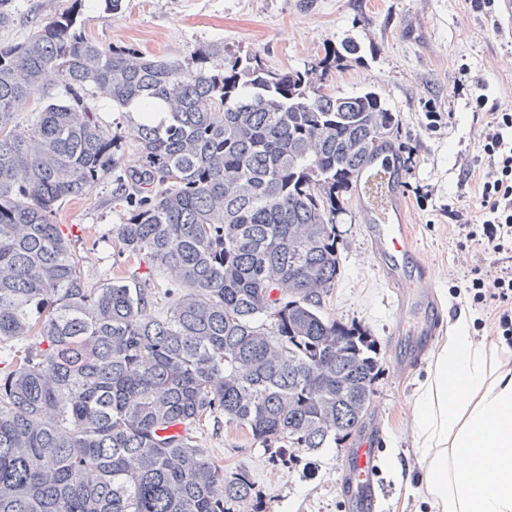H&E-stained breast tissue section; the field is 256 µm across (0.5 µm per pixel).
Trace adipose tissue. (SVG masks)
<instances>
[{
  "label": "adipose tissue",
  "mask_w": 512,
  "mask_h": 512,
  "mask_svg": "<svg viewBox=\"0 0 512 512\" xmlns=\"http://www.w3.org/2000/svg\"><path fill=\"white\" fill-rule=\"evenodd\" d=\"M429 512H512V369L458 316L415 402Z\"/></svg>",
  "instance_id": "adipose-tissue-1"
}]
</instances>
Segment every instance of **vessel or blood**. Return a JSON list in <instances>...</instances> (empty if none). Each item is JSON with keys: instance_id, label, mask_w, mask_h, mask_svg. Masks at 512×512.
<instances>
[{"instance_id": "obj_1", "label": "vessel or blood", "mask_w": 512, "mask_h": 512, "mask_svg": "<svg viewBox=\"0 0 512 512\" xmlns=\"http://www.w3.org/2000/svg\"><path fill=\"white\" fill-rule=\"evenodd\" d=\"M406 181L398 156L385 147L362 167L355 196L375 261L385 281L396 290L398 309L405 313L409 307L416 306L427 312L424 320L416 322L403 316L392 328L394 346L410 360L421 356L420 346L410 345V337H420L422 344L430 343L442 321V313L434 304L432 293L423 289L424 269L410 262L413 241L405 220ZM374 461L375 451L369 443L355 449L354 483L349 495L352 512H378L381 499L374 481Z\"/></svg>"}]
</instances>
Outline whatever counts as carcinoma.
<instances>
[{
  "mask_svg": "<svg viewBox=\"0 0 512 512\" xmlns=\"http://www.w3.org/2000/svg\"><path fill=\"white\" fill-rule=\"evenodd\" d=\"M357 52L304 73L221 47L154 58L88 40L73 12L0 45V512H260L197 427L308 453L361 430L377 344L323 304L339 194L399 118L327 85ZM48 73L64 93L18 120ZM89 92L121 109L133 161ZM108 175L118 254L146 271L91 291L52 216Z\"/></svg>",
  "mask_w": 512,
  "mask_h": 512,
  "instance_id": "1",
  "label": "carcinoma"
}]
</instances>
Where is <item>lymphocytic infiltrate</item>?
<instances>
[{
	"mask_svg": "<svg viewBox=\"0 0 512 512\" xmlns=\"http://www.w3.org/2000/svg\"><path fill=\"white\" fill-rule=\"evenodd\" d=\"M457 93L471 97L476 111H489L478 169V219L449 210L464 248L491 255L489 268L468 269L464 291L471 305L493 311L499 336L512 344V111L491 105L477 85L457 82Z\"/></svg>",
	"mask_w": 512,
	"mask_h": 512,
	"instance_id": "obj_1",
	"label": "lymphocytic infiltrate"
}]
</instances>
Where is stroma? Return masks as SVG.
I'll use <instances>...</instances> for the list:
<instances>
[{
	"label": "stroma",
	"mask_w": 512,
	"mask_h": 512,
	"mask_svg": "<svg viewBox=\"0 0 512 512\" xmlns=\"http://www.w3.org/2000/svg\"><path fill=\"white\" fill-rule=\"evenodd\" d=\"M82 31L102 47L128 46L154 56L187 58L201 46L223 45L245 57L258 54L272 71H302L325 49L352 40L357 55L343 61L329 80L338 94L377 93L400 123L390 136L409 173L406 213L409 231L431 270L432 291L441 306L465 310L473 319L489 313L453 297L449 287L467 269L488 266L490 257L459 249L452 207L472 208L474 182L462 179L481 154L488 113L473 111L453 83L468 64L491 102L512 109V0L499 4V28L473 12L466 0H125L108 12L103 0H87ZM11 22L0 28V44L26 41L74 0H13ZM441 121L429 125L427 113ZM116 185L104 179L87 196L70 201L53 217L63 224L86 258L85 286L131 276L136 264L118 257L112 230L121 217L112 203ZM340 274L325 299L327 316L367 329L379 349L380 372L373 384L364 430L376 438L382 512H427L421 496L422 468L411 439L412 406L424 367L404 372L388 338L396 319L395 293L371 254L356 199L336 219ZM224 469L249 474L263 512H348L343 482L348 458L360 438L352 436L315 454L296 452L282 462L275 449L255 443L242 428L210 422L197 432ZM401 471L392 473L387 456Z\"/></svg>",
	"instance_id": "stroma-1"
}]
</instances>
